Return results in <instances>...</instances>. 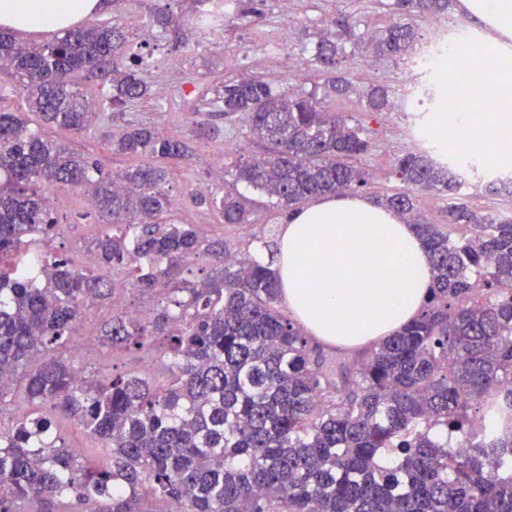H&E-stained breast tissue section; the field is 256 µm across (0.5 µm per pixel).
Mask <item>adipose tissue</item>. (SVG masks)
Wrapping results in <instances>:
<instances>
[{
    "label": "adipose tissue",
    "mask_w": 512,
    "mask_h": 512,
    "mask_svg": "<svg viewBox=\"0 0 512 512\" xmlns=\"http://www.w3.org/2000/svg\"><path fill=\"white\" fill-rule=\"evenodd\" d=\"M102 0H0V29L56 32L89 18ZM453 97H493L490 112L454 115L453 135L492 138L490 159L512 165V57L486 51L476 74L443 71ZM272 268L281 299L305 331L349 347L394 335L422 310L431 275L422 239L394 211L360 195L327 196L280 229Z\"/></svg>",
    "instance_id": "adipose-tissue-1"
}]
</instances>
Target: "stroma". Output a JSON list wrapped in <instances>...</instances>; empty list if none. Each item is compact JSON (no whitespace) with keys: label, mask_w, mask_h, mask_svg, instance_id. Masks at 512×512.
<instances>
[{"label":"stroma","mask_w":512,"mask_h":512,"mask_svg":"<svg viewBox=\"0 0 512 512\" xmlns=\"http://www.w3.org/2000/svg\"><path fill=\"white\" fill-rule=\"evenodd\" d=\"M158 9L171 11L181 25H188L194 15L192 0H114L111 9L100 12L99 20L108 21L125 17L132 26L133 45H140V33L150 24L151 14ZM266 23L252 25L228 15L221 33L193 32L179 49L160 39L151 46L161 66L154 70L150 80L149 98L133 110L132 116L139 123L159 129L174 137L194 136L204 124L218 123L223 136L208 140L197 138V158L187 170H177L170 180L171 194L175 199L172 217L175 223L193 226L205 236L223 239L229 252L240 256L261 257L266 242L277 240L280 227L285 222L284 213L276 208L260 212L254 224L222 223L214 208L197 204L201 187L216 189L212 172L216 168L232 170L240 156H253L260 151V142L242 121L213 119L202 112L199 105L209 97L218 85V76L239 77L251 73L271 75L279 73L290 86L303 82L305 64L312 58V51L321 30L329 29L342 34L354 43L344 71L358 88L357 95L348 99H333L330 109L353 115L367 129L374 141L370 154L361 165L369 174L366 196L391 194L402 185L393 174L396 156L419 146L415 132L423 126L424 114L434 107L428 99V91H438L447 96L438 74L420 72L417 79L406 83L402 80L405 60L373 61L360 48V40L371 32L401 21V14L394 8L393 0H288L280 6L278 0H266ZM446 22L464 30L481 46L496 43L512 51V34L486 25L474 23L469 17L463 0H455L450 7ZM389 88L395 104L392 111L380 114L367 112L361 95L362 89L372 85ZM124 125L123 116L117 115L105 125H96L81 135H71L58 129L48 134L67 142L75 150L98 159L102 166L113 173L122 171L130 164L129 159L113 155L108 141L113 133ZM462 183L458 199L468 207L494 215L512 214V198L488 192L490 175L469 163L457 168ZM61 233L54 239L55 251L72 256L85 268H93L94 256L88 248L102 233L96 214L87 213L84 196L75 192L66 194L57 207ZM112 315L111 309L92 311L77 326L76 342L72 350L76 365L87 367L101 377L115 374L162 375L166 358L161 350L148 353L122 351L107 353L96 337L101 325Z\"/></svg>","instance_id":"stroma-1"}]
</instances>
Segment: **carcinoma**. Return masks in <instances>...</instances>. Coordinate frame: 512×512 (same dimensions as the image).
I'll list each match as a JSON object with an SVG mask.
<instances>
[{"label": "carcinoma", "mask_w": 512, "mask_h": 512, "mask_svg": "<svg viewBox=\"0 0 512 512\" xmlns=\"http://www.w3.org/2000/svg\"><path fill=\"white\" fill-rule=\"evenodd\" d=\"M194 20L216 33L233 9L249 24L255 0H194ZM418 16L448 13L451 0H396ZM162 36L177 29L158 11ZM410 23L370 38L368 51L403 58L416 47ZM153 54L130 53L129 25L83 24L46 42L0 31V70L27 91L25 112H0V405L15 386L22 404L0 428V512H512V217L448 206L457 238L423 217L417 193L448 196L461 183L452 163L425 148L395 159L401 192L377 203L422 237L430 298L397 335L347 365L329 358L279 309L270 264L226 252L185 224L170 223L173 170L197 157L195 140L135 121L112 152L136 163L114 177L64 142L29 129L30 116L81 134L146 98ZM348 57L334 32L318 33L314 64L338 97L355 93L334 74ZM98 87L109 96L90 98ZM370 112H389L385 86L365 90ZM202 106L248 123L265 150L234 164L218 209L226 224H251L268 206L298 211L328 195L363 189L359 161L373 141L316 92L264 76L228 80ZM88 189L103 233L101 273L64 254L8 257L57 232L44 190ZM204 251L212 274L183 277ZM133 288L167 285L152 317L114 311L100 330L108 349L160 344L165 380L85 375L70 354L73 331L114 304L117 278ZM45 408L43 414L30 410ZM76 420L102 442L106 467L71 448L52 415Z\"/></svg>", "instance_id": "1"}]
</instances>
